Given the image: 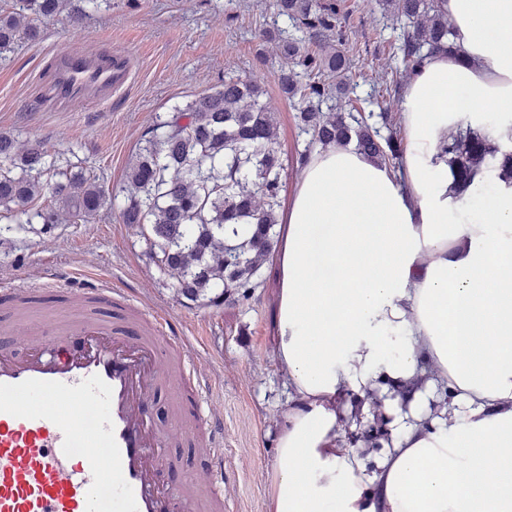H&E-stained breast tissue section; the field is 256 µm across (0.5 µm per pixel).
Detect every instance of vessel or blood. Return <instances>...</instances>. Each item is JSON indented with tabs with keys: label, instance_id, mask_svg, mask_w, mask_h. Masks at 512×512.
Instances as JSON below:
<instances>
[{
	"label": "vessel or blood",
	"instance_id": "b4317fda",
	"mask_svg": "<svg viewBox=\"0 0 512 512\" xmlns=\"http://www.w3.org/2000/svg\"><path fill=\"white\" fill-rule=\"evenodd\" d=\"M128 76L124 53L65 50L47 87L61 102L103 98ZM45 287L69 289L83 313L44 321L23 350L0 346V512H224V423L202 410L188 338L122 286L89 277L1 282L0 309ZM163 385L180 390L171 421L206 464L177 491L162 477L168 434L152 419Z\"/></svg>",
	"mask_w": 512,
	"mask_h": 512
}]
</instances>
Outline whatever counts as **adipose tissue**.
<instances>
[{
  "instance_id": "ef3b65f1",
  "label": "adipose tissue",
  "mask_w": 512,
  "mask_h": 512,
  "mask_svg": "<svg viewBox=\"0 0 512 512\" xmlns=\"http://www.w3.org/2000/svg\"><path fill=\"white\" fill-rule=\"evenodd\" d=\"M459 56L403 90L401 176L317 148L278 212L277 419L266 512H512V186L450 193L457 126L512 135V0H441ZM382 418L367 468L342 437Z\"/></svg>"
}]
</instances>
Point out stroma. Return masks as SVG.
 I'll list each match as a JSON object with an SVG mask.
<instances>
[{
    "mask_svg": "<svg viewBox=\"0 0 512 512\" xmlns=\"http://www.w3.org/2000/svg\"><path fill=\"white\" fill-rule=\"evenodd\" d=\"M253 2L112 0L87 16L64 13L44 21L36 36L22 38L0 57V135L11 140L13 153L45 142L62 160L93 172L111 200L90 220L51 226L28 223L18 212L0 213V277L78 269L122 284L174 320L209 385L205 408L224 418V512H265L276 419L290 398L274 359L275 269L265 265L263 283L247 301L213 307L187 300L151 261L138 229L124 223L122 187L148 128L228 76L263 89V101L277 117L285 182L293 184L305 142L297 136L293 103L278 83L280 61L258 38L275 15ZM342 6L355 59L353 94L363 99L370 91L367 79L379 70L396 33L375 0H343ZM102 46L131 56L132 78L122 91L68 108L45 95L44 77L58 52ZM166 455L171 486L201 469L180 436H173Z\"/></svg>",
    "mask_w": 512,
    "mask_h": 512,
    "instance_id": "stroma-1",
    "label": "stroma"
}]
</instances>
